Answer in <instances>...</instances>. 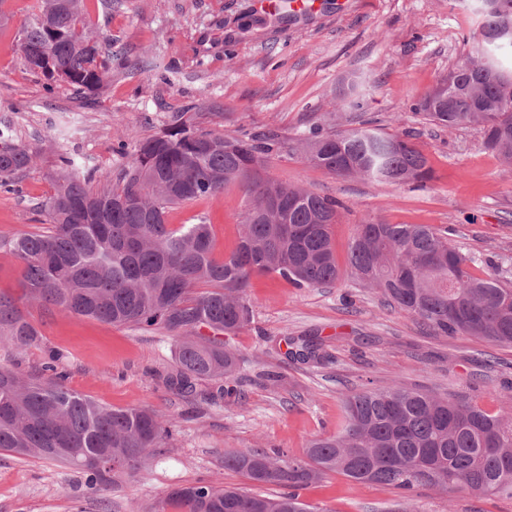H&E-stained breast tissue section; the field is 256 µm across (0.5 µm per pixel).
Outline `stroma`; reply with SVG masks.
Listing matches in <instances>:
<instances>
[{
    "instance_id": "35a3bbf8",
    "label": "stroma",
    "mask_w": 512,
    "mask_h": 512,
    "mask_svg": "<svg viewBox=\"0 0 512 512\" xmlns=\"http://www.w3.org/2000/svg\"><path fill=\"white\" fill-rule=\"evenodd\" d=\"M90 22L112 43V77L92 100L71 88L47 90L16 51L34 0H7L0 18V143L32 152L35 166L14 192L0 190V232L46 226L38 205L53 190L60 153L79 172L101 166L120 177L140 145L175 113L200 129L234 135L275 132L291 139L319 124L348 128L372 120L388 134L411 133L433 169L425 186L341 179L293 154L272 158L268 172L336 199L332 228L339 278L296 288L275 276L253 278L254 324L229 342L245 359L238 400L209 405L175 395L165 380L175 342L159 330L50 315L22 300L20 268L0 249V291L19 298L41 332L26 350L0 348V367L43 377L49 354L70 390L116 408L146 406L171 424L169 445L101 491L58 461L0 452V512H180L169 492L201 480L230 487L245 479L224 469L226 450L267 448L302 455L316 435L344 421L353 388L393 383L480 396L512 412V348L466 336H432L414 318L361 287L347 248L356 224H428L448 229L465 254L512 267V168L483 146L474 126L448 129L411 105L467 55L477 31L453 0H325L302 16L267 18L257 0H87ZM360 109H336V99ZM247 197L233 186L167 215L173 225L205 218L216 256L230 253ZM323 338L321 361L288 360L285 337ZM321 512H398L393 490L329 474L301 490ZM415 512H512V498L432 490L413 494Z\"/></svg>"
}]
</instances>
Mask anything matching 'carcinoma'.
Segmentation results:
<instances>
[{"label":"carcinoma","mask_w":512,"mask_h":512,"mask_svg":"<svg viewBox=\"0 0 512 512\" xmlns=\"http://www.w3.org/2000/svg\"><path fill=\"white\" fill-rule=\"evenodd\" d=\"M37 2L17 43L25 65L34 69L41 51L76 92H98L112 77V51L87 20L84 0ZM490 4L477 13L478 35L466 58L414 110L448 129L480 126L485 149L512 167V0ZM288 152L339 178L393 184L431 178L428 158L408 136L364 122L310 132L292 145L276 133L243 139L206 132L178 113L139 148L115 186L109 172L81 176L71 158L60 156L54 191L40 204L49 226L1 233L0 248L18 261L29 303L113 326L160 328L176 341L171 390L188 399L209 381L206 399H236L239 391L224 380L236 371L239 352L224 336L251 321V279L275 274L296 288H318L339 277L332 241L338 202L266 174L268 160ZM32 164L24 149L1 144L0 190H14L16 175ZM234 184L249 201L238 243L224 259L214 257L204 218L178 228L167 224L170 210ZM348 263L360 284L434 335L512 347V271L487 262L488 271L475 274L478 260L453 247L447 232L368 220L355 225ZM40 336L29 313L0 292V346L23 350ZM285 344L293 361L321 358L317 336H287ZM344 409L343 429L311 439L301 457L224 451V469L253 486L285 492L269 496L198 481L171 492L170 502L182 512H314L297 490L329 473L387 486L405 505L420 488L512 498L511 412H492L467 393L397 383L352 391ZM170 437L169 426L147 407H106L66 389L58 374L34 381L0 367V451L61 460L81 470L91 489L140 468ZM102 458L118 468L100 465Z\"/></svg>","instance_id":"1"}]
</instances>
